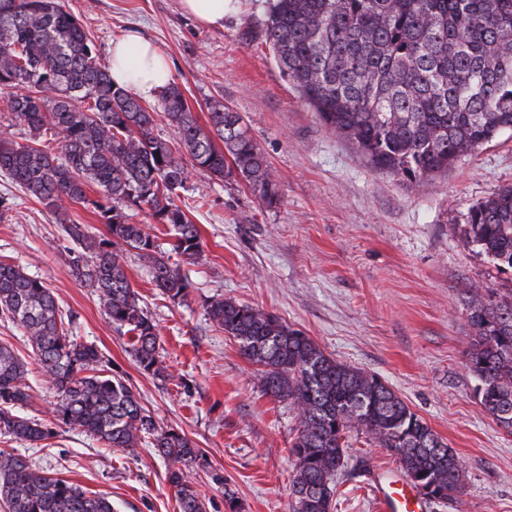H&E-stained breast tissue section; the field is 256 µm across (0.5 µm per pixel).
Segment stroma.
I'll return each mask as SVG.
<instances>
[{"label": "stroma", "instance_id": "35a3bbf8", "mask_svg": "<svg viewBox=\"0 0 512 512\" xmlns=\"http://www.w3.org/2000/svg\"><path fill=\"white\" fill-rule=\"evenodd\" d=\"M68 7L101 59L129 30L153 41L200 124L213 99L239 112L281 183L280 203L268 207L243 182L191 177L179 203L200 230L203 257L182 267L185 298L163 295L136 252H125L131 285L159 328L168 374L157 377L140 369L130 335L72 277L71 243L55 216L0 176V261L45 282L74 336L95 346L161 427L200 449L206 465L192 479L207 512H229L228 489L242 512H292L294 474L295 413L261 392L238 341L210 320L217 294L277 315L327 355L375 374L455 449L465 486L454 501H429L428 512H512V435L484 411L464 358L468 288L512 290V268L462 244L469 208L512 184V130L412 184L372 168L280 75L262 31L268 0H238L236 13L210 28L180 0ZM351 443L337 512H379L375 481L404 472L365 435ZM1 449L108 496L114 512H178L171 463L149 446L109 449L64 427L37 446L0 436Z\"/></svg>", "mask_w": 512, "mask_h": 512}]
</instances>
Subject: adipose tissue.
Here are the masks:
<instances>
[{
  "mask_svg": "<svg viewBox=\"0 0 512 512\" xmlns=\"http://www.w3.org/2000/svg\"><path fill=\"white\" fill-rule=\"evenodd\" d=\"M110 62L113 82L131 88L143 99L158 97L172 80L165 54L151 40L135 31L113 39Z\"/></svg>",
  "mask_w": 512,
  "mask_h": 512,
  "instance_id": "1",
  "label": "adipose tissue"
}]
</instances>
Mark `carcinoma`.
Masks as SVG:
<instances>
[{
	"label": "carcinoma",
	"mask_w": 512,
	"mask_h": 512,
	"mask_svg": "<svg viewBox=\"0 0 512 512\" xmlns=\"http://www.w3.org/2000/svg\"><path fill=\"white\" fill-rule=\"evenodd\" d=\"M264 37L302 101L376 170L423 181L512 130V0H269ZM109 70L65 0H0V104L26 131L22 142L0 136V174L54 214L76 246L72 276L132 335L139 367L165 377L158 325L130 283L124 251H137L167 296L183 298L188 283L126 210L170 227L175 253L194 264L200 232L174 201L191 173L240 180L268 207L280 203V183L224 102L208 104L203 127L170 83L162 110L177 130L173 143L153 134L156 112L115 85ZM73 205L95 210L108 235L70 223ZM462 241L512 268V185L468 210ZM471 292L466 364L483 409L512 434V296L481 285ZM207 310L256 366L261 391L296 412L293 512H336L334 477L354 432L393 452L405 474L423 476L434 486L429 499L446 503L460 493L463 461L379 377L325 354L262 309L217 295ZM0 321L27 337L55 398L47 417L17 412L31 398L28 362L1 342L0 435L38 445L65 426L107 448L148 444L172 463L167 479L180 512H206L192 479L199 449L160 427L124 377L100 367L97 349L65 327L51 288L4 262ZM0 501L7 512H112L108 497L4 450Z\"/></svg>",
	"instance_id": "cac0c4a2"
}]
</instances>
